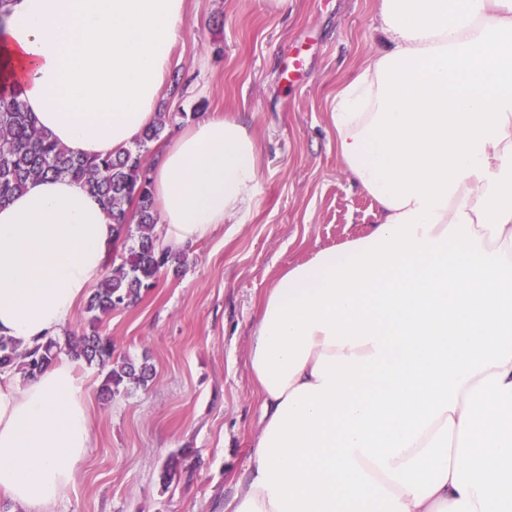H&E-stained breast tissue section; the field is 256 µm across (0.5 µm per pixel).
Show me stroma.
<instances>
[{
    "label": "stroma",
    "mask_w": 512,
    "mask_h": 512,
    "mask_svg": "<svg viewBox=\"0 0 512 512\" xmlns=\"http://www.w3.org/2000/svg\"><path fill=\"white\" fill-rule=\"evenodd\" d=\"M376 0H189L160 111L193 121L238 117L260 146L249 212L191 245L180 270L160 274L102 326L118 353L148 362L147 386L97 398L101 375L80 366L94 398L92 448L56 512H224L249 461L258 420L247 366L256 304L282 271L355 238L376 221L372 199L336 155V90L382 48ZM302 75L286 83L287 58ZM179 472L160 475L171 455Z\"/></svg>",
    "instance_id": "obj_1"
}]
</instances>
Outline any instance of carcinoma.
I'll return each instance as SVG.
<instances>
[{
    "instance_id": "obj_1",
    "label": "carcinoma",
    "mask_w": 512,
    "mask_h": 512,
    "mask_svg": "<svg viewBox=\"0 0 512 512\" xmlns=\"http://www.w3.org/2000/svg\"><path fill=\"white\" fill-rule=\"evenodd\" d=\"M180 116L185 113H158L156 123L115 156L76 157L37 126L16 96L0 91V204L32 178L70 177L82 182L112 215L113 248L121 251L120 263L112 265L92 289L82 333L49 337L26 349L0 336L1 371L15 370L26 380L33 379L64 354L99 367V395L106 400L126 395L152 379L153 369L147 362L137 364L114 356L112 340L100 333V324L112 311L134 305L176 260L155 245L159 216L142 157L148 144L159 140ZM134 200L137 205L132 212L129 206Z\"/></svg>"
}]
</instances>
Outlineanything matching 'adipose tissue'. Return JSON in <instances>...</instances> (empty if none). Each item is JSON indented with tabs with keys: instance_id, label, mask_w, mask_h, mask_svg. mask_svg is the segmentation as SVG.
<instances>
[{
	"instance_id": "1",
	"label": "adipose tissue",
	"mask_w": 512,
	"mask_h": 512,
	"mask_svg": "<svg viewBox=\"0 0 512 512\" xmlns=\"http://www.w3.org/2000/svg\"><path fill=\"white\" fill-rule=\"evenodd\" d=\"M384 48L342 85L336 153L376 222L259 299L262 417L224 512H512V0H377ZM188 0H14L0 88L76 155L151 125ZM259 146L221 114L150 167L157 245L249 210ZM112 220L68 178L0 206V335L62 333L103 277ZM76 363L0 372V493L55 512L93 442Z\"/></svg>"
}]
</instances>
